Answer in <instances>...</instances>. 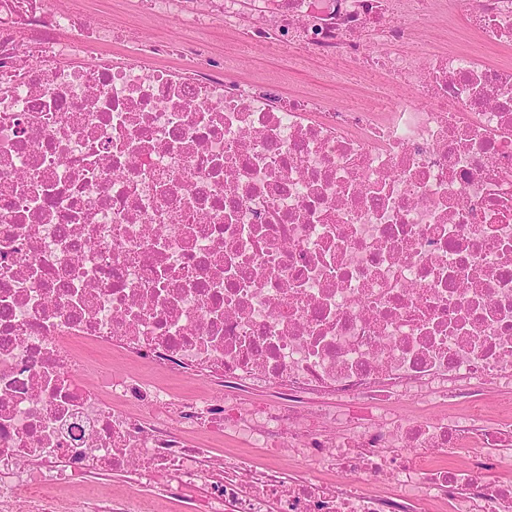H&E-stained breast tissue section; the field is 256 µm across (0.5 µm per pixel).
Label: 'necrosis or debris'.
Listing matches in <instances>:
<instances>
[{
  "label": "necrosis or debris",
  "mask_w": 512,
  "mask_h": 512,
  "mask_svg": "<svg viewBox=\"0 0 512 512\" xmlns=\"http://www.w3.org/2000/svg\"><path fill=\"white\" fill-rule=\"evenodd\" d=\"M121 6L0 0V506L512 512V0Z\"/></svg>",
  "instance_id": "4bbe7bcc"
}]
</instances>
